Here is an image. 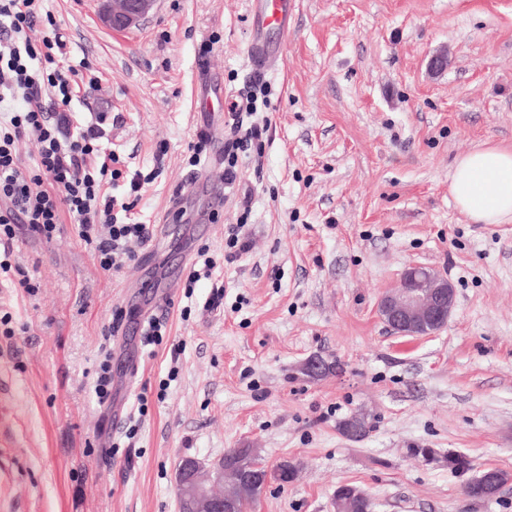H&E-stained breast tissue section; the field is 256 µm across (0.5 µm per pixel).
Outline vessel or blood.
Returning a JSON list of instances; mask_svg holds the SVG:
<instances>
[{"label":"vessel or blood","mask_w":512,"mask_h":512,"mask_svg":"<svg viewBox=\"0 0 512 512\" xmlns=\"http://www.w3.org/2000/svg\"><path fill=\"white\" fill-rule=\"evenodd\" d=\"M250 27L252 38L248 48L250 71L254 77L263 78L276 70L282 59L283 45L273 42L270 32H278L282 37L292 31L294 0H252ZM198 112L207 116L201 130L210 138H217L218 131L212 116L217 112H241L245 106L229 98L218 78L207 66H200L194 89Z\"/></svg>","instance_id":"1"}]
</instances>
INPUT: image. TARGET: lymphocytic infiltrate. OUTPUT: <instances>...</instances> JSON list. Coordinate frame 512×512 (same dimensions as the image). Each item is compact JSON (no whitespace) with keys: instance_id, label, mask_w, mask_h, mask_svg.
<instances>
[{"instance_id":"obj_1","label":"lymphocytic infiltrate","mask_w":512,"mask_h":512,"mask_svg":"<svg viewBox=\"0 0 512 512\" xmlns=\"http://www.w3.org/2000/svg\"><path fill=\"white\" fill-rule=\"evenodd\" d=\"M42 19L40 0H0V104L16 105L0 113V247H10L21 228L53 239L68 218L99 267L118 271L153 235L151 225L118 218L134 209L145 180L133 175L127 197L105 194L123 176L119 157H101L98 129L75 126L70 111L76 93L89 95L97 86L65 65L60 32L32 42L29 33ZM30 137L37 158L27 166L18 145Z\"/></svg>"}]
</instances>
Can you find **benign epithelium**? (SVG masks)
Segmentation results:
<instances>
[{"label":"benign epithelium","instance_id":"1","mask_svg":"<svg viewBox=\"0 0 512 512\" xmlns=\"http://www.w3.org/2000/svg\"><path fill=\"white\" fill-rule=\"evenodd\" d=\"M156 0H112V8L104 11L102 21L114 30H127L140 25L153 9ZM455 306L454 288L442 274L426 267L410 266L399 279L398 285L383 293L377 302V312L387 324L399 329L407 337L431 335L448 322ZM309 378L316 379L341 372L340 364L322 357L309 359L303 365ZM347 435L361 437L369 431L366 414L358 412L347 419ZM202 470L201 462L192 457L183 458L177 469V488L186 512H238L236 494H215L196 478ZM210 480L215 484L229 481L241 489L266 487L270 482V469L259 461L249 466H225L220 459L210 468ZM479 486L488 497L501 490L495 476L482 474L469 480Z\"/></svg>","mask_w":512,"mask_h":512}]
</instances>
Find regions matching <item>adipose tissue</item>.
<instances>
[{
  "label": "adipose tissue",
  "instance_id": "obj_1",
  "mask_svg": "<svg viewBox=\"0 0 512 512\" xmlns=\"http://www.w3.org/2000/svg\"><path fill=\"white\" fill-rule=\"evenodd\" d=\"M449 193L459 211L474 223L512 220V148L487 144L458 158Z\"/></svg>",
  "mask_w": 512,
  "mask_h": 512
}]
</instances>
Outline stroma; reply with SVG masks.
<instances>
[{"label": "stroma", "instance_id": "stroma-1", "mask_svg": "<svg viewBox=\"0 0 512 512\" xmlns=\"http://www.w3.org/2000/svg\"><path fill=\"white\" fill-rule=\"evenodd\" d=\"M250 4L159 0L120 32L102 24L99 0L42 2L68 41L66 64L99 80L72 111L101 124L120 169L149 176L129 217L164 237L116 273L73 224L49 243L15 237L11 261L38 290L0 274V512H179L180 460L230 448L299 466L251 512H334L343 484L367 492L372 512H512V483L475 501L447 464L454 451L476 470L512 472V223H472L448 193L456 159L512 146V0H296L280 66L258 86ZM439 53L447 65L435 72ZM202 64L227 93L255 97L244 126L268 125L231 184L223 164L191 162ZM200 175L224 189L201 229L206 199L177 198ZM239 223L246 250L228 263L225 227ZM203 248L217 268L187 288ZM412 264L455 287L447 325L430 336H398L376 312ZM149 270L172 295L158 345L132 331L130 299L149 304L137 291ZM315 356L342 372L308 379L300 367ZM358 411L371 429L352 440L338 426ZM415 448L434 449V462Z\"/></svg>", "mask_w": 512, "mask_h": 512}]
</instances>
